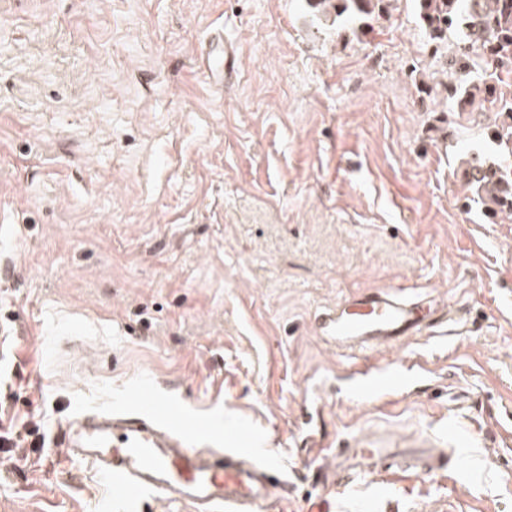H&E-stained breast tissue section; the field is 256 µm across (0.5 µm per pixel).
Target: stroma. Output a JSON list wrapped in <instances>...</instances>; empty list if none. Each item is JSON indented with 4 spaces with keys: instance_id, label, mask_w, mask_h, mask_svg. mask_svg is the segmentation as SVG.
Listing matches in <instances>:
<instances>
[{
    "instance_id": "obj_1",
    "label": "stroma",
    "mask_w": 512,
    "mask_h": 512,
    "mask_svg": "<svg viewBox=\"0 0 512 512\" xmlns=\"http://www.w3.org/2000/svg\"><path fill=\"white\" fill-rule=\"evenodd\" d=\"M323 25L306 0H0V512H195L127 501L62 430L155 396L273 466L256 512H512V219L469 201L494 105L451 111L412 0ZM235 75L196 65L216 29ZM462 323L362 354L430 387L345 398L315 330L364 290ZM368 439L455 448L446 470L336 484Z\"/></svg>"
}]
</instances>
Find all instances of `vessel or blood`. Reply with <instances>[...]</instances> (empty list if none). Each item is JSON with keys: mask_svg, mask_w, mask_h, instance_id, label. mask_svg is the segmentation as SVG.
<instances>
[{"mask_svg": "<svg viewBox=\"0 0 512 512\" xmlns=\"http://www.w3.org/2000/svg\"><path fill=\"white\" fill-rule=\"evenodd\" d=\"M228 52L220 33L198 48L196 61L210 84L223 85ZM316 326L337 347L365 352L397 347L414 336L439 334L448 320L436 299L378 290L342 299L320 314ZM403 369L399 377L387 366L367 365L353 373L349 392L362 400L399 396L430 376L417 361ZM62 446L69 455L94 465L102 478L132 500L152 492L177 496L205 510L254 512L256 504L271 496L275 481L272 468L253 460L249 452L213 446L151 403L134 410L82 414L68 424ZM336 465L345 486L368 475L435 472L445 469L446 460L441 450L421 448L399 456L369 441L339 451Z\"/></svg>", "mask_w": 512, "mask_h": 512, "instance_id": "vessel-or-blood-1", "label": "vessel or blood"}]
</instances>
